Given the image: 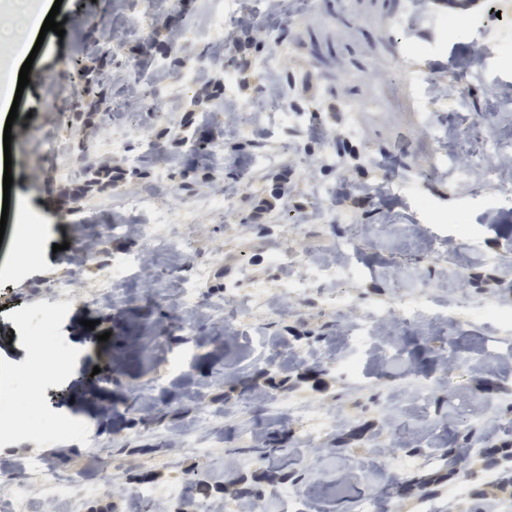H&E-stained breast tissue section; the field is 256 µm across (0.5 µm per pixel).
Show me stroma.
Instances as JSON below:
<instances>
[{
  "mask_svg": "<svg viewBox=\"0 0 512 512\" xmlns=\"http://www.w3.org/2000/svg\"><path fill=\"white\" fill-rule=\"evenodd\" d=\"M227 2L157 0L145 28L137 0H39L44 16L59 6L64 35L16 33L39 52L19 106L0 100V130L13 136L18 223L42 231L31 257L11 236L0 238V371L26 377L27 338L42 330L49 352L67 361L36 395L42 416L27 430L0 417V481L23 482L25 512H43L45 477L20 466L38 454L82 496L84 512H139L142 487L182 484L191 467L223 489L228 508L238 503L234 479L244 477L263 494L303 497L309 512H362L365 500L369 512H417L422 500L432 512H481L490 478L506 482L512 465L480 454L461 482L446 477L443 458L467 428L490 418L498 441L512 443V327L482 313L489 302L512 311V0H481L458 14L418 0H292L270 19L266 0H245L263 27L231 45L225 32L238 15L223 12ZM180 11L194 37L169 56L160 46ZM218 12L220 31L211 24ZM114 26L125 38L110 43ZM106 50L113 91L136 73L163 92L162 113L132 98L113 112V130L135 128L123 153L88 151L78 116L74 62L100 67ZM199 67L192 86L175 83ZM454 72L459 96L435 98L432 86ZM246 107L248 129L227 133V110ZM204 130L222 149L223 177L195 148ZM143 139L169 158L167 171L149 158L132 162ZM378 156L386 159L380 169L370 165ZM105 160L121 179L86 195L81 214H66L62 191L83 185L89 167ZM489 168L495 181L484 177ZM217 180L238 188L232 212L221 224L200 215L187 231L207 253L208 313L180 303L187 257L156 254L150 288L131 268L115 303L97 294L104 265L153 247L128 233L105 239L98 258L82 254V240L98 232L99 205L111 204L120 221L126 196L157 187L167 208ZM375 182L383 195L356 194L355 185ZM349 240L355 248L340 254ZM283 250L291 262L273 264ZM325 263L335 264L346 291L327 308L314 296L326 286L317 276ZM60 276L70 282L64 299L52 288ZM298 279L311 293L286 296ZM232 284L245 310L228 319L224 290ZM406 303L425 318L376 316ZM185 318L187 331L178 327ZM103 333L107 341L91 344ZM245 380L320 414V432L309 436L288 415L271 414L243 391ZM397 416L410 422L400 469L389 465ZM56 421L70 432L52 431ZM267 434L286 438L289 450L273 482L262 459L245 451ZM192 438L207 451L190 447ZM340 450L350 465L322 468ZM425 474L440 477L431 493L399 492ZM344 478L353 488L340 500L331 488Z\"/></svg>",
  "mask_w": 512,
  "mask_h": 512,
  "instance_id": "stroma-1",
  "label": "stroma"
}]
</instances>
